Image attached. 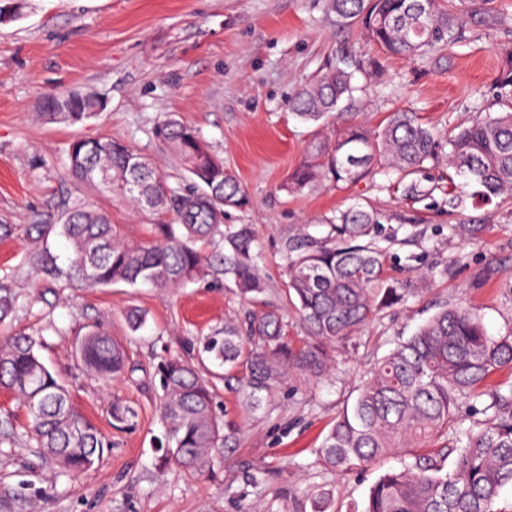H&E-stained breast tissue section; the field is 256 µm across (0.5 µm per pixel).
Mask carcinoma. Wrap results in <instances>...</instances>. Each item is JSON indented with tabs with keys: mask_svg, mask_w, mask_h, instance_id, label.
Wrapping results in <instances>:
<instances>
[{
	"mask_svg": "<svg viewBox=\"0 0 512 512\" xmlns=\"http://www.w3.org/2000/svg\"><path fill=\"white\" fill-rule=\"evenodd\" d=\"M329 0L341 20L357 25L378 49L365 59L341 56L304 84L290 100L303 123L324 122L341 113L363 91L357 75L375 78L389 56L424 59L447 50L456 39L459 16L445 0ZM498 112H487L448 135V167L483 188L487 197L512 192V49L503 51L496 77ZM99 98L81 93L53 95L44 103L49 120L80 122L96 114ZM158 141L189 173L193 189L179 197L176 223L152 225V240L130 245L102 212L69 209L59 224L71 247L74 274L92 287L149 282L177 288L209 274L210 261L196 247L224 241V274L238 292L266 290L252 250L251 228L224 230V208L244 202L237 179L207 150L197 133L170 117L156 129ZM436 131L417 113H390L377 130L353 124L334 142L314 141L288 179L300 190L329 178L353 183L377 175L408 176L438 157ZM69 170L80 183L108 192L150 214L167 210L170 188L156 166L133 147L112 141L76 139L68 150ZM377 213L360 203L340 211L330 234L300 232L282 243L284 286L301 317L308 340L296 346L284 336L275 313L248 318L246 335L234 325L206 337L202 353L220 367L240 365L244 341L253 344L246 361V387L253 403L260 393L292 372L322 378L331 369L330 348L370 316L403 304L415 293L411 283L384 278L383 248L375 240ZM36 340L20 334L0 341V389L26 409L29 438L38 454L62 472L77 476L91 469L111 444L79 414L68 391L36 351ZM85 367L108 383L126 370L124 348L93 330L80 341ZM512 374V335L492 336L481 316L463 306L438 312L406 340L377 359L352 404L324 437L321 464L340 475L362 470L386 457L401 466L382 473L370 486L363 508L346 512H508L497 507L501 490L512 486V381L491 384L496 374ZM162 394L157 409L165 428L159 463L202 474L220 455L235 428L215 409V384L179 357L160 368ZM462 403L479 419L463 427ZM114 425H126L136 410L112 403ZM311 512H341L330 491L308 497Z\"/></svg>",
	"mask_w": 512,
	"mask_h": 512,
	"instance_id": "1",
	"label": "carcinoma"
}]
</instances>
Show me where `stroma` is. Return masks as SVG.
Instances as JSON below:
<instances>
[{"mask_svg":"<svg viewBox=\"0 0 512 512\" xmlns=\"http://www.w3.org/2000/svg\"><path fill=\"white\" fill-rule=\"evenodd\" d=\"M451 3L463 19L457 43L422 60L388 59L384 77L342 121L375 128L388 113L409 110L444 136L479 109L496 111L499 50L512 46V0ZM374 51L327 0H22L18 16L0 23V224L10 227L0 236V289L14 297L0 340L38 338L41 358L74 406L112 441L94 469L69 477L30 453L26 411L0 390V512H310L307 495L319 486L332 489L340 506L363 504L395 459L339 476L324 469L317 450L372 363L448 306L477 309L491 335L512 334V196L484 199L477 185L449 181L441 163L401 184L378 176L343 188L321 181L285 189L309 143L335 137L341 123H302L290 99L328 56ZM70 91L103 97L106 106L80 123L46 119L45 98ZM170 116L193 127L245 191L242 206L225 209L224 223L252 228L266 283L258 298H242L216 263L207 277L167 290L91 288L69 268L70 246L53 228L67 208L106 212L132 243L148 242L154 221L75 181L70 142L129 144L180 195L192 181L154 137ZM354 203L379 214L387 277L423 278L426 290L337 342L330 376H287L252 409L244 369L228 380L223 368L205 363L235 439L206 474L158 467V365L195 359L204 336L255 313H278L287 338L302 344L281 243L303 225L327 236L330 218ZM452 224L460 227L453 239ZM133 309L146 315L136 331L127 320ZM99 326L124 347L132 376L102 382L77 357L78 340ZM116 399L136 408L132 427H113Z\"/></svg>","mask_w":512,"mask_h":512,"instance_id":"35a3bbf8","label":"stroma"}]
</instances>
